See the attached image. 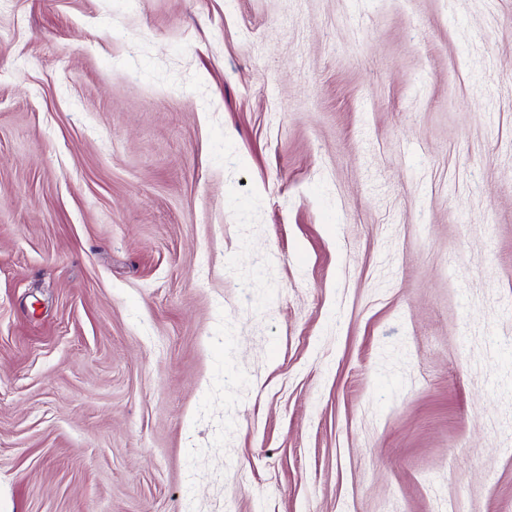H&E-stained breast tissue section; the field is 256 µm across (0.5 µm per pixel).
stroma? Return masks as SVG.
<instances>
[{
    "instance_id": "obj_1",
    "label": "stroma",
    "mask_w": 512,
    "mask_h": 512,
    "mask_svg": "<svg viewBox=\"0 0 512 512\" xmlns=\"http://www.w3.org/2000/svg\"><path fill=\"white\" fill-rule=\"evenodd\" d=\"M512 512V0L0 5V512Z\"/></svg>"
}]
</instances>
